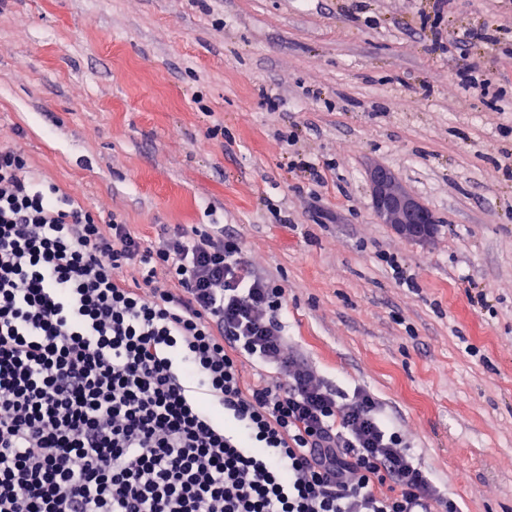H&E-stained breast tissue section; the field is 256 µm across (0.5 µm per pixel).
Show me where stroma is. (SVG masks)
Wrapping results in <instances>:
<instances>
[{
  "label": "stroma",
  "mask_w": 512,
  "mask_h": 512,
  "mask_svg": "<svg viewBox=\"0 0 512 512\" xmlns=\"http://www.w3.org/2000/svg\"><path fill=\"white\" fill-rule=\"evenodd\" d=\"M0 142L95 223L234 231L326 381L512 512V0H0ZM378 166L431 237L377 216Z\"/></svg>",
  "instance_id": "stroma-1"
}]
</instances>
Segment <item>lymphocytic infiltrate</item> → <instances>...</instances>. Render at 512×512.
I'll return each mask as SVG.
<instances>
[{
  "label": "lymphocytic infiltrate",
  "mask_w": 512,
  "mask_h": 512,
  "mask_svg": "<svg viewBox=\"0 0 512 512\" xmlns=\"http://www.w3.org/2000/svg\"><path fill=\"white\" fill-rule=\"evenodd\" d=\"M25 169L0 147V512H459L234 232L147 242Z\"/></svg>",
  "instance_id": "obj_1"
}]
</instances>
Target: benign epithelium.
I'll return each mask as SVG.
<instances>
[{"label": "benign epithelium", "mask_w": 512, "mask_h": 512, "mask_svg": "<svg viewBox=\"0 0 512 512\" xmlns=\"http://www.w3.org/2000/svg\"><path fill=\"white\" fill-rule=\"evenodd\" d=\"M373 204L377 215L387 224L410 239H420L431 232L436 223L433 214L420 202L407 195L393 175L377 168L371 176Z\"/></svg>", "instance_id": "1"}]
</instances>
